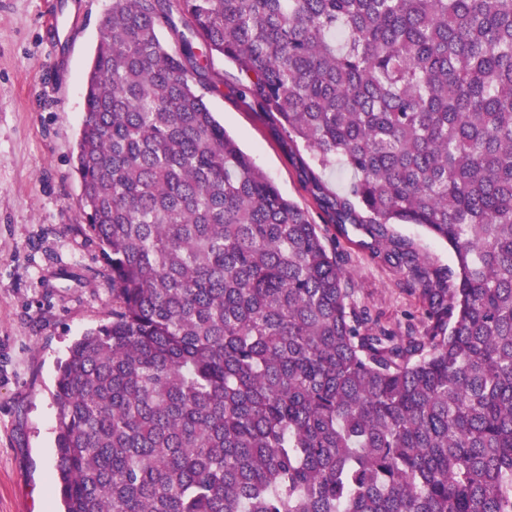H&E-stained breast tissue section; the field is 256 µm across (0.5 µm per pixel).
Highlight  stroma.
Segmentation results:
<instances>
[{
	"mask_svg": "<svg viewBox=\"0 0 512 512\" xmlns=\"http://www.w3.org/2000/svg\"><path fill=\"white\" fill-rule=\"evenodd\" d=\"M112 0H0V512H62L55 490L57 362L85 330L112 315V281L83 228L74 167L85 78ZM224 80L215 117L279 188L308 210L336 251L358 308L399 333L422 332L417 291L366 236L343 232L318 207L299 166L305 150L241 98V72L213 59ZM430 266L454 269L447 245L395 224Z\"/></svg>",
	"mask_w": 512,
	"mask_h": 512,
	"instance_id": "obj_1",
	"label": "stroma"
}]
</instances>
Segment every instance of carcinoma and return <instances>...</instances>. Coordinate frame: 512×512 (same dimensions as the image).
Here are the masks:
<instances>
[{
  "label": "carcinoma",
  "mask_w": 512,
  "mask_h": 512,
  "mask_svg": "<svg viewBox=\"0 0 512 512\" xmlns=\"http://www.w3.org/2000/svg\"><path fill=\"white\" fill-rule=\"evenodd\" d=\"M215 55L353 172L313 194L418 283L424 335L366 328L209 108ZM84 100L112 319L58 365L65 512H512V0H112ZM391 230L395 237L406 241L423 255L430 266L456 271L452 251L446 244L432 239L422 227L416 224H392Z\"/></svg>",
  "instance_id": "carcinoma-1"
}]
</instances>
